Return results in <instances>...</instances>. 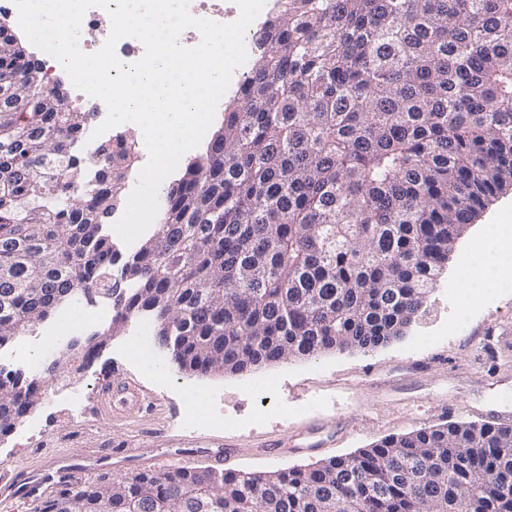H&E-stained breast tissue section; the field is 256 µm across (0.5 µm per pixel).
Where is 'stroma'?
I'll return each mask as SVG.
<instances>
[{
  "label": "stroma",
  "mask_w": 512,
  "mask_h": 512,
  "mask_svg": "<svg viewBox=\"0 0 512 512\" xmlns=\"http://www.w3.org/2000/svg\"><path fill=\"white\" fill-rule=\"evenodd\" d=\"M490 223L512 224V189L468 226L406 335L381 347L198 376L175 371L156 334L139 349L132 326L121 328L90 366L73 355L45 383L40 403L0 437V473L48 442L92 457L111 453L126 430L93 416L101 385L135 383L159 398L158 411L141 422L143 452L221 438L235 447L224 463L228 471L312 469L388 436L452 421L488 422L501 396H512V287L472 307L460 295L458 272L471 239ZM197 391L207 397L211 426L189 418L187 398Z\"/></svg>",
  "instance_id": "stroma-1"
}]
</instances>
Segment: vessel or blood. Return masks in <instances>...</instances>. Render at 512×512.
Listing matches in <instances>:
<instances>
[{"label": "vessel or blood", "instance_id": "1", "mask_svg": "<svg viewBox=\"0 0 512 512\" xmlns=\"http://www.w3.org/2000/svg\"><path fill=\"white\" fill-rule=\"evenodd\" d=\"M158 402L145 390L130 386L115 389L100 387L96 400L97 413L108 420L120 422L128 432H135L139 416L145 409L157 408ZM193 458H164L158 455L128 456L125 448L113 449L111 455L102 457L81 456L68 448L57 446L37 458L27 459L15 466L13 471L0 474V496L19 497L27 500L40 498L45 486L65 481L73 472L86 471L92 474L123 465L149 466L162 473L191 467Z\"/></svg>", "mask_w": 512, "mask_h": 512}]
</instances>
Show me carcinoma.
<instances>
[{
	"mask_svg": "<svg viewBox=\"0 0 512 512\" xmlns=\"http://www.w3.org/2000/svg\"><path fill=\"white\" fill-rule=\"evenodd\" d=\"M205 154L166 190L153 234L122 254L104 219L137 157L82 156L89 114L42 67L0 85V348L70 299L117 290L112 324L157 326L179 372L383 346L418 317L478 211L512 185V0H277ZM0 394V436L29 406ZM512 426L448 422L315 469L106 474L58 485L97 512H502Z\"/></svg>",
	"mask_w": 512,
	"mask_h": 512,
	"instance_id": "carcinoma-1",
	"label": "carcinoma"
}]
</instances>
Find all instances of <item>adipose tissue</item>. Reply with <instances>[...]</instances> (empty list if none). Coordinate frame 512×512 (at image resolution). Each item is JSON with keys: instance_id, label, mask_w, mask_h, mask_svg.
Segmentation results:
<instances>
[{"instance_id": "obj_1", "label": "adipose tissue", "mask_w": 512, "mask_h": 512, "mask_svg": "<svg viewBox=\"0 0 512 512\" xmlns=\"http://www.w3.org/2000/svg\"><path fill=\"white\" fill-rule=\"evenodd\" d=\"M461 264L467 269L482 268L479 278L465 280L475 296L512 283V226L488 224L475 235Z\"/></svg>"}]
</instances>
